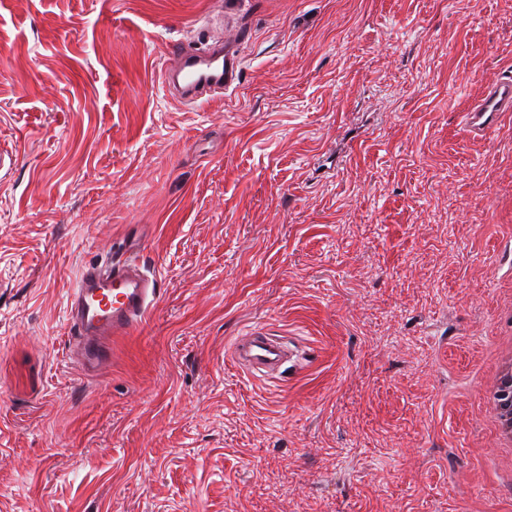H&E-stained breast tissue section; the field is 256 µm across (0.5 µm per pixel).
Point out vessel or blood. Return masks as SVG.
<instances>
[{
	"mask_svg": "<svg viewBox=\"0 0 512 512\" xmlns=\"http://www.w3.org/2000/svg\"><path fill=\"white\" fill-rule=\"evenodd\" d=\"M174 70L163 71L161 85L186 107L223 99L236 88L239 58L223 42L205 48L180 45L173 51ZM504 112H512V76L489 85L462 115L469 133L482 134ZM160 290L156 276L142 264L136 249L125 248L82 267L67 294L68 352L78 369L92 375L108 365L112 341L135 330L154 307ZM232 360L247 375L262 378L280 373L289 362L284 338L253 329L232 342Z\"/></svg>",
	"mask_w": 512,
	"mask_h": 512,
	"instance_id": "vessel-or-blood-1",
	"label": "vessel or blood"
}]
</instances>
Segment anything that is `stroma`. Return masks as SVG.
Returning <instances> with one entry per match:
<instances>
[{
	"mask_svg": "<svg viewBox=\"0 0 512 512\" xmlns=\"http://www.w3.org/2000/svg\"><path fill=\"white\" fill-rule=\"evenodd\" d=\"M216 40L237 88L165 97ZM508 71L512 0H0V512H512V114L461 124ZM131 243L162 297L82 376L67 290ZM287 343L282 337L269 336L262 329H252L233 340V363L253 378L280 375L295 366L288 365V368L281 371L287 362H291ZM512 390V372L508 367H501L496 374V382L490 391L492 408L490 419L496 431V437L502 448L512 446V425L510 394ZM506 393L507 396H502Z\"/></svg>",
	"mask_w": 512,
	"mask_h": 512,
	"instance_id": "35a3bbf8",
	"label": "stroma"
}]
</instances>
